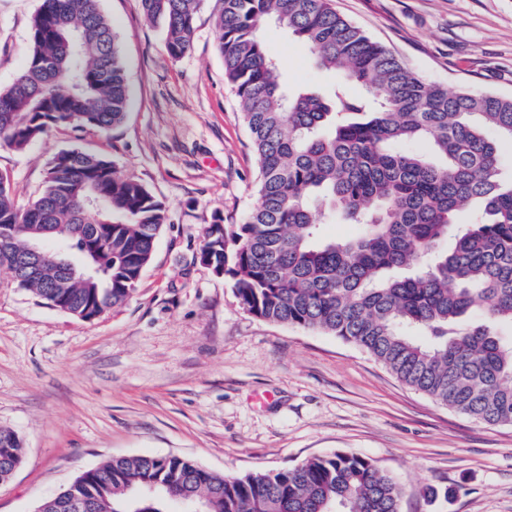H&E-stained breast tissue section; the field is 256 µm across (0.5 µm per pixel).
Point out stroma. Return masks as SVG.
Wrapping results in <instances>:
<instances>
[{"mask_svg": "<svg viewBox=\"0 0 512 512\" xmlns=\"http://www.w3.org/2000/svg\"><path fill=\"white\" fill-rule=\"evenodd\" d=\"M41 3L0 0V89L26 65ZM333 4L423 80L512 96V0ZM214 7L206 0L193 51L174 60L140 0H101L125 62L127 120L106 133L56 130L22 151L0 146L19 206L37 198L53 153L78 148L108 156L167 209L135 292L97 319L43 304L0 267V427L23 446L0 512H33L118 456L177 455L243 475L336 452L390 474L401 512H512V426L449 410L335 336L248 313L229 278L199 262L215 217L240 223L257 200ZM261 37L290 90L340 83L287 29L269 24Z\"/></svg>", "mask_w": 512, "mask_h": 512, "instance_id": "1", "label": "stroma"}]
</instances>
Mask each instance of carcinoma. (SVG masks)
<instances>
[{
  "instance_id": "carcinoma-1",
  "label": "carcinoma",
  "mask_w": 512,
  "mask_h": 512,
  "mask_svg": "<svg viewBox=\"0 0 512 512\" xmlns=\"http://www.w3.org/2000/svg\"><path fill=\"white\" fill-rule=\"evenodd\" d=\"M162 25L168 55L194 47L204 0H140ZM217 46L258 165L257 202L230 228L216 216L204 247L240 304L263 320L336 336L403 384L489 425H512V97L427 83L341 17L331 0H216ZM274 21L316 65L360 83L324 97L289 92L259 38ZM22 72L0 90V144L16 151L61 127L107 132L125 122L129 94L117 35L99 0H42ZM425 141L426 157L401 149ZM480 205L474 221L458 212ZM359 225L324 240L319 219ZM165 204L103 155L61 149L38 198L22 208L0 173V255L42 224L76 266L52 264L14 283L57 310L89 319L125 304L150 263ZM454 234L451 249L441 248ZM22 441L0 428V482ZM200 512H400L402 490L369 459L334 453L244 476L177 456L114 457L88 469L39 512H168L173 494Z\"/></svg>"
}]
</instances>
